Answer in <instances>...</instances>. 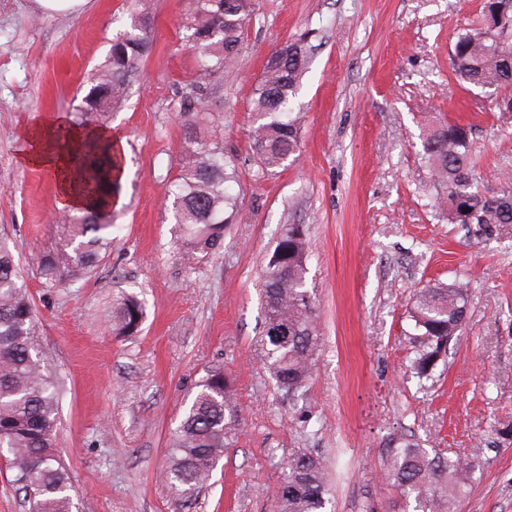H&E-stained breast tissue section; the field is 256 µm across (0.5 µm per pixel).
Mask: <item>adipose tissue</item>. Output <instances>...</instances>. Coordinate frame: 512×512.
<instances>
[{
    "instance_id": "obj_1",
    "label": "adipose tissue",
    "mask_w": 512,
    "mask_h": 512,
    "mask_svg": "<svg viewBox=\"0 0 512 512\" xmlns=\"http://www.w3.org/2000/svg\"><path fill=\"white\" fill-rule=\"evenodd\" d=\"M104 139L109 150L125 155L126 143L119 136H103L100 130L65 127L61 120L45 118L21 135L22 147L17 160L25 166L42 167L55 173L59 195L64 204L78 208L94 204L93 196L79 188V176L72 166L75 154L81 153L86 141Z\"/></svg>"
}]
</instances>
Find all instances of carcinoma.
Wrapping results in <instances>:
<instances>
[{
	"mask_svg": "<svg viewBox=\"0 0 512 512\" xmlns=\"http://www.w3.org/2000/svg\"><path fill=\"white\" fill-rule=\"evenodd\" d=\"M256 17L255 0H192L186 11L189 47L200 54L202 68L180 97L185 148L169 196L177 242L191 263L223 246L224 231L237 208L233 185L239 183L220 138L223 113L205 111L203 96L213 80L237 64ZM153 41L150 22L140 17L113 38L76 113L77 125L109 128L112 106L127 96L129 77ZM448 56L459 83L493 89L501 96L495 101L500 117L512 118V0H484L479 27L459 31ZM306 63L302 39L288 40L268 56L254 89L251 149L267 172L287 166L298 151L300 126L290 110ZM421 148L435 190L434 206L448 223L487 229L512 224V188L487 196L471 176L467 126L456 121L433 125L423 134ZM81 160L91 189L120 196L121 182L104 176L105 158L89 150ZM112 227L110 209L84 211L62 225L59 241L41 255L47 283L79 279L100 266L112 251ZM309 250L305 226L290 224L264 267L265 325L260 343L265 365L278 387L295 394L312 378L323 341L306 278ZM468 304V286L459 279L428 284L413 294L408 316L420 336L410 359L415 377L431 379L451 342L458 339ZM145 317V305L137 296L113 297L117 335L137 334ZM231 399V380L223 370H212L183 414L163 472L164 481L182 500L199 491L224 457L227 421L235 417ZM59 424L57 385L42 358L35 304L21 282L14 246L1 235L0 456H5L12 482L24 494L30 512H73L70 474L54 451ZM475 468L469 458L401 438L387 447L383 473L405 500L415 503L414 512H457ZM328 492L322 460L295 454L283 474L278 512H326Z\"/></svg>",
	"mask_w": 512,
	"mask_h": 512,
	"instance_id": "cac0c4a2",
	"label": "carcinoma"
}]
</instances>
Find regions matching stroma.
Listing matches in <instances>:
<instances>
[{
  "mask_svg": "<svg viewBox=\"0 0 512 512\" xmlns=\"http://www.w3.org/2000/svg\"><path fill=\"white\" fill-rule=\"evenodd\" d=\"M482 0H259L239 68L205 95L224 115L238 166V214L215 254L186 265L167 186L184 139L180 91L197 70L185 0H87L80 13L0 0V234L16 254L62 388L56 451L81 512H276L284 463L305 452L328 473L332 512H413L382 477L389 440L409 436L474 460L459 512H512V227L451 224L431 206L421 138L443 119L472 129L470 169L486 195L512 171V126L466 89L448 52L477 26ZM147 16L155 40L112 110L127 175L112 206L117 240L93 273L46 283L40 254L72 212L56 179L17 161L23 128L72 120L112 39ZM306 34L295 100V161L261 171L250 103L267 56ZM290 224L310 239L307 280L323 336L304 395L278 388L260 357L267 253ZM463 279L466 323L432 380L410 371L414 291ZM146 303L140 333L112 332V298ZM234 380L230 445L199 494L179 502L159 478L198 384Z\"/></svg>",
  "mask_w": 512,
  "mask_h": 512,
  "instance_id": "1",
  "label": "stroma"
}]
</instances>
